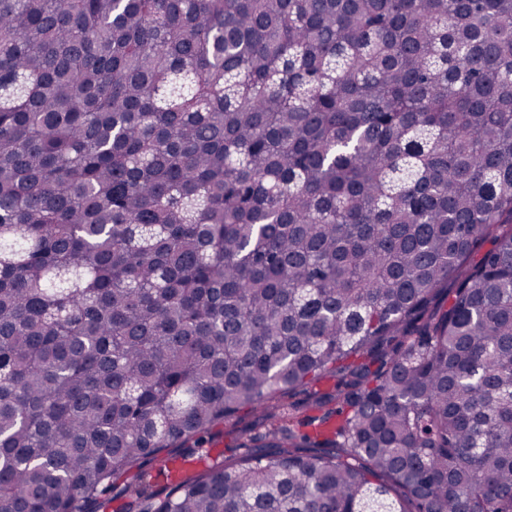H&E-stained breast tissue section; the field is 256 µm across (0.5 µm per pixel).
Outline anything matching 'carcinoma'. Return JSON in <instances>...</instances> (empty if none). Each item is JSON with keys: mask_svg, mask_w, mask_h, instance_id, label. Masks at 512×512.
I'll return each instance as SVG.
<instances>
[{"mask_svg": "<svg viewBox=\"0 0 512 512\" xmlns=\"http://www.w3.org/2000/svg\"><path fill=\"white\" fill-rule=\"evenodd\" d=\"M131 473L512 512V0H0V512ZM254 420V415L246 412L240 413L239 418L231 423H224L213 430L212 435H207L204 441L199 445L200 450L196 454L200 457L203 466L215 461L224 460L241 455L245 449L237 448L235 433L233 430L239 429Z\"/></svg>", "mask_w": 512, "mask_h": 512, "instance_id": "1", "label": "carcinoma"}]
</instances>
